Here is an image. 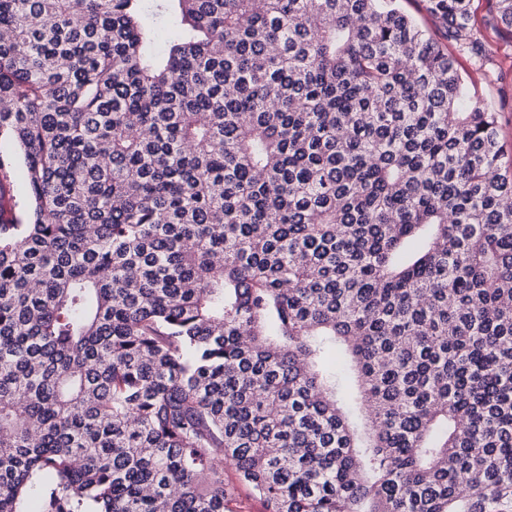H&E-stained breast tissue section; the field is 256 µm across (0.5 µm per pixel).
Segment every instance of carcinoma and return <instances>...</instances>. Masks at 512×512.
I'll use <instances>...</instances> for the list:
<instances>
[{
	"instance_id": "carcinoma-1",
	"label": "carcinoma",
	"mask_w": 512,
	"mask_h": 512,
	"mask_svg": "<svg viewBox=\"0 0 512 512\" xmlns=\"http://www.w3.org/2000/svg\"><path fill=\"white\" fill-rule=\"evenodd\" d=\"M426 8L0 0V512H512V171ZM404 9L410 13L422 26L435 32L438 37H442V30L439 27L437 20L431 16L425 7L424 0H402ZM441 39V38H440ZM446 44V39H441ZM224 483L235 489L238 512H266L265 504L253 494L249 486L239 480L231 466L224 467Z\"/></svg>"
}]
</instances>
